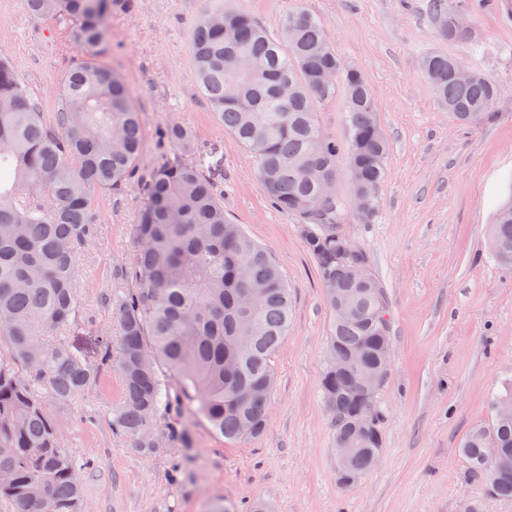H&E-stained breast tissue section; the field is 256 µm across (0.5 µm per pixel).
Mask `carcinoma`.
<instances>
[{
	"instance_id": "carcinoma-1",
	"label": "carcinoma",
	"mask_w": 512,
	"mask_h": 512,
	"mask_svg": "<svg viewBox=\"0 0 512 512\" xmlns=\"http://www.w3.org/2000/svg\"><path fill=\"white\" fill-rule=\"evenodd\" d=\"M123 0H26L35 19L65 17L69 38L85 53L62 82L61 111L48 117L0 54V501L14 512H80L83 487L77 464L49 412L68 405L96 381L99 365L115 364L121 397L112 433L149 454L161 442L189 447L186 416L199 415L230 441L261 438L275 374L276 352L288 335V284L268 252L224 214V194L184 156L191 129L171 122L157 133L162 149L141 171L142 115L122 77L96 51L109 39L112 12ZM442 38L478 46L476 34L457 25L448 0H430ZM199 91L217 121L246 152L259 142L256 176L275 208L308 224L304 238L331 313L321 393L334 407L333 444L348 442V468L362 476L375 467L383 437L365 440L352 412L357 403L336 392L329 377L336 355L362 350L372 368L391 343L388 302L377 279L363 289L350 264L336 260V237L349 210L340 195L316 202L318 178L348 167L351 192L380 185L389 152L373 96L361 70L333 49L324 24L300 7L281 18L276 32L250 14L224 8L202 15L191 42ZM456 57L429 53L422 71L438 102L461 125L493 119L498 83L473 71L454 74ZM340 80L323 85L321 74ZM291 93L284 101L278 87ZM338 98L346 136L323 133L318 108ZM143 197L132 225L133 262L122 275L136 288L112 306V340L101 344L100 364L82 358L54 332L80 316L74 285L76 248L99 225L90 189L119 191L135 177ZM495 258L512 265V199L491 231ZM355 315L344 319L336 291ZM512 461V419L474 429L459 453L486 476L492 495L512 499V469L494 472L483 449Z\"/></svg>"
}]
</instances>
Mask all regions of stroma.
I'll list each match as a JSON object with an SVG mask.
<instances>
[{
    "label": "stroma",
    "mask_w": 512,
    "mask_h": 512,
    "mask_svg": "<svg viewBox=\"0 0 512 512\" xmlns=\"http://www.w3.org/2000/svg\"><path fill=\"white\" fill-rule=\"evenodd\" d=\"M429 0H235L276 27L293 6L319 17L337 55L359 67L388 138L386 177L371 223L349 221L345 235L370 258L391 314L392 359L379 400L385 411L379 464L355 482L336 477L333 419L320 377L330 314L315 262L295 217L266 198L254 160L218 124L198 91L191 59L197 19L224 0H135L112 16L98 58L122 75L144 126L145 160L156 132L179 122L195 134L191 162L224 193L233 223L266 247L288 283L292 320L273 359L276 382L268 428L255 442L216 436L192 417L183 473L179 449L144 456L113 435L117 371L50 412L80 463L82 512H246L264 499L275 512H512L458 453L469 432L492 418L491 396L512 387V267L491 257L490 225L512 181V17L469 14L480 48L446 42ZM442 49L502 87L491 122L459 126L421 72ZM0 51L45 113L59 111V86L81 56L62 21L30 17L25 0H0ZM97 239L75 255L81 316L68 331L87 361L111 322V302L129 290L120 270L134 256L130 228L137 187L92 190Z\"/></svg>",
    "instance_id": "1"
}]
</instances>
